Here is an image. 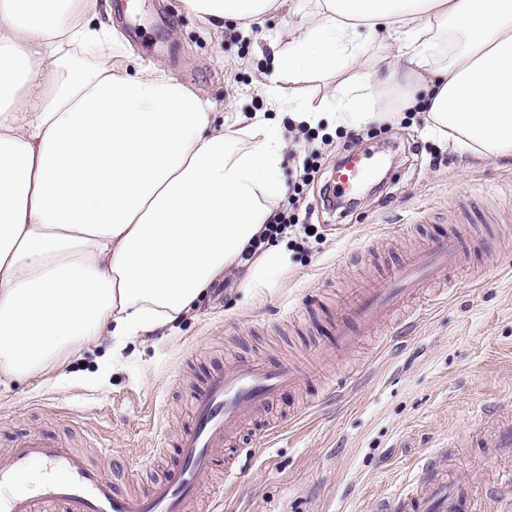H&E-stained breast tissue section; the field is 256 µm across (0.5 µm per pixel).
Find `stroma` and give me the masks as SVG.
<instances>
[{
  "mask_svg": "<svg viewBox=\"0 0 512 512\" xmlns=\"http://www.w3.org/2000/svg\"><path fill=\"white\" fill-rule=\"evenodd\" d=\"M267 14L250 32L188 13L181 0H139L141 35L130 54L157 63L214 105L217 118L262 114L278 123L296 161L316 152L320 170L304 188L319 224L288 242L289 263L274 285L249 288L247 268L223 290L149 341L103 337L70 362L71 382L31 375L0 387V469L24 437L47 436L83 454L120 492L149 493L178 460L176 439L190 398L227 361L258 357L309 362L336 336L337 310L359 288L382 282L410 251L439 234L469 240L445 280L422 288L396 313L363 329L340 364L323 363L307 385L284 391L266 419L237 436L254 448L237 477L209 476L192 512H376L439 452L450 480L482 465L483 512H512L501 463H484L478 433L512 422V158L477 156L433 134L424 112L407 108L421 91L388 86L390 120L308 127L295 137L291 104L264 81L277 42L303 18L305 0ZM387 157L380 189L341 213L320 189L346 148ZM280 430L262 440L269 423Z\"/></svg>",
  "mask_w": 512,
  "mask_h": 512,
  "instance_id": "35a3bbf8",
  "label": "stroma"
}]
</instances>
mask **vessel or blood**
I'll use <instances>...</instances> for the list:
<instances>
[{
	"label": "vessel or blood",
	"instance_id": "obj_1",
	"mask_svg": "<svg viewBox=\"0 0 512 512\" xmlns=\"http://www.w3.org/2000/svg\"><path fill=\"white\" fill-rule=\"evenodd\" d=\"M364 174L362 167L339 165L334 177L337 192L351 195ZM466 247L455 236L433 238L424 251L390 272L383 287L367 289L347 304L338 314L332 353L348 352L363 327L395 312L420 288L444 277ZM304 376L294 363L271 364L259 358L239 359L209 373L192 396L193 419L180 438L178 464L144 497L113 490L76 451L41 437L26 438L11 450L13 469L48 464L57 475L45 481L35 496L0 499V512H39L43 502L62 503L66 512H188L231 432ZM483 444L494 460L512 457V426L497 427ZM439 466V454L427 457L411 488L394 498L391 512H459L462 491L439 474Z\"/></svg>",
	"mask_w": 512,
	"mask_h": 512
}]
</instances>
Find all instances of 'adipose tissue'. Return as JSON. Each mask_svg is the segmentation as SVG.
<instances>
[{
  "mask_svg": "<svg viewBox=\"0 0 512 512\" xmlns=\"http://www.w3.org/2000/svg\"><path fill=\"white\" fill-rule=\"evenodd\" d=\"M285 0H183L207 22ZM99 0H0V386L70 380L103 334H150L240 263L287 187L285 143L132 59ZM397 29L398 79L425 87L438 133L512 156V0H308L276 80L338 77L336 102L295 122L370 123L384 87L352 68Z\"/></svg>",
  "mask_w": 512,
  "mask_h": 512,
  "instance_id": "1",
  "label": "adipose tissue"
}]
</instances>
